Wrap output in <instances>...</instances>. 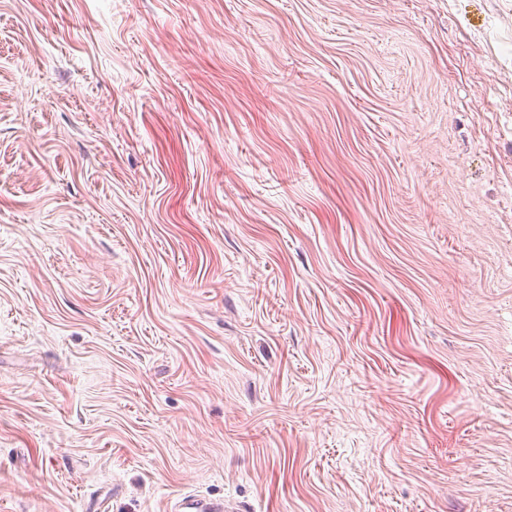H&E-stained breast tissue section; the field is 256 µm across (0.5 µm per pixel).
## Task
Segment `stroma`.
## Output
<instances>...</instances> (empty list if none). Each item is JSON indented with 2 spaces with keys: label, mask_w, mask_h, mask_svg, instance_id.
Returning <instances> with one entry per match:
<instances>
[{
  "label": "stroma",
  "mask_w": 512,
  "mask_h": 512,
  "mask_svg": "<svg viewBox=\"0 0 512 512\" xmlns=\"http://www.w3.org/2000/svg\"><path fill=\"white\" fill-rule=\"evenodd\" d=\"M512 512V0H0V512ZM178 512H224V501L214 502L195 496H185L174 506Z\"/></svg>",
  "instance_id": "obj_1"
}]
</instances>
